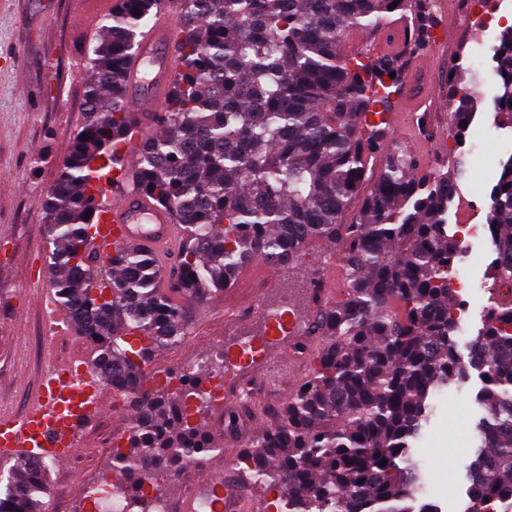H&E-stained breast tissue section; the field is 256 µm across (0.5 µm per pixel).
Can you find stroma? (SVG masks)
I'll return each mask as SVG.
<instances>
[{
    "label": "stroma",
    "mask_w": 512,
    "mask_h": 512,
    "mask_svg": "<svg viewBox=\"0 0 512 512\" xmlns=\"http://www.w3.org/2000/svg\"><path fill=\"white\" fill-rule=\"evenodd\" d=\"M102 20L85 16V0H0V340L10 343L8 356L0 355V406L21 413L30 405L40 371L47 362L89 363L93 348L84 337L67 329L65 335L42 339L41 311L32 297L56 298L51 287L48 254L51 246L44 232L48 194L63 170L86 114V77L92 49L102 37ZM502 31L500 25L475 16L459 24L444 68L427 75L418 69V58L407 65L410 77L425 76L444 87L459 57L492 67V47ZM483 101L461 147L466 174L448 210L452 224L487 223L490 194L501 164L512 156V130L502 128V117L493 105L495 85L480 87ZM333 245L310 242L293 267L265 270L252 261L224 291L204 303H191L184 340L155 354L153 364L176 368L185 358L213 349L237 350L245 342L270 339L264 353L239 363L225 378L221 397L212 399L196 413L206 425L218 414L245 411L243 427L223 434L221 443L239 454L250 440L271 425L282 402L308 373L301 361L299 342L317 347L319 337L310 335L318 303L302 297L295 309L296 330L269 336L267 321L254 315L248 322L231 325L227 314L238 308L240 297L276 301L318 279L326 286L329 303L340 301L346 291L343 272L331 268ZM490 237L480 236L459 263L475 289L464 316V339L474 338L484 323L493 294ZM280 372L277 394L258 392L248 400L236 394L238 386L261 381L270 368ZM481 384L470 379L449 386L434 401L435 410L413 448L425 465V501L436 503L440 512H466L470 500L464 467L472 457L475 398ZM134 416L123 400H108L105 411L93 417L81 436V450L67 465L50 463L40 512H87L82 494L86 480L115 483L120 473L112 469V449L107 438L115 430H128Z\"/></svg>",
    "instance_id": "stroma-1"
}]
</instances>
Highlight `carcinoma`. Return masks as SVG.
<instances>
[{
  "mask_svg": "<svg viewBox=\"0 0 512 512\" xmlns=\"http://www.w3.org/2000/svg\"><path fill=\"white\" fill-rule=\"evenodd\" d=\"M159 3L120 0L107 17L93 48L86 121L43 225L53 288L94 347L101 376L128 378L141 409L128 445L112 453V470L128 478L112 493L128 512H143L146 499L160 497L146 463H194L218 450L194 421L193 410L208 402L197 376L179 395L140 391L143 364L185 335L188 302L209 299L255 259L289 265L324 238L341 259L347 296L319 310L312 370L274 424L239 452L243 480L281 491L276 512H438L418 503L425 475L412 444L433 396L474 370L483 414L466 465L467 512L512 499V155L489 212L492 276L507 291L464 357L452 315L458 299L449 259L457 248L448 224L463 161L452 150L448 164L427 168L394 142L387 120L405 86L406 57L433 40L435 0H181L182 70L161 131L143 143L129 172L184 230L167 288L133 244L115 245L108 263H94L86 217L101 172L121 161L132 123L125 63ZM395 13L409 20L400 54L349 48L352 37L380 31ZM492 61L450 112L458 144L487 80L512 129V26L501 31ZM376 156L382 163L373 171ZM45 473L44 458L22 455L0 512L16 499L22 512H38Z\"/></svg>",
  "mask_w": 512,
  "mask_h": 512,
  "instance_id": "1",
  "label": "carcinoma"
}]
</instances>
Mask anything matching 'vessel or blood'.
I'll return each mask as SVG.
<instances>
[{
  "label": "vessel or blood",
  "instance_id": "obj_1",
  "mask_svg": "<svg viewBox=\"0 0 512 512\" xmlns=\"http://www.w3.org/2000/svg\"><path fill=\"white\" fill-rule=\"evenodd\" d=\"M175 43L173 12L161 8L128 67L126 102L139 116L133 125L134 140L142 139L143 118L154 111L157 100L167 93L180 65ZM422 100L419 93L402 98L393 116L394 126L411 140L418 137L417 127L403 121L402 115L416 111ZM92 222L98 239L104 243L135 244L165 268L176 260L182 228L176 224L172 211L131 187L122 172H115L100 184ZM103 405L93 386L80 391L68 379L43 373L39 395L24 414L0 410V454L27 448L57 462H67L73 453L68 443L76 438L77 423L100 412ZM204 486L217 499L215 512H249L248 499L233 479L209 478Z\"/></svg>",
  "mask_w": 512,
  "mask_h": 512
}]
</instances>
